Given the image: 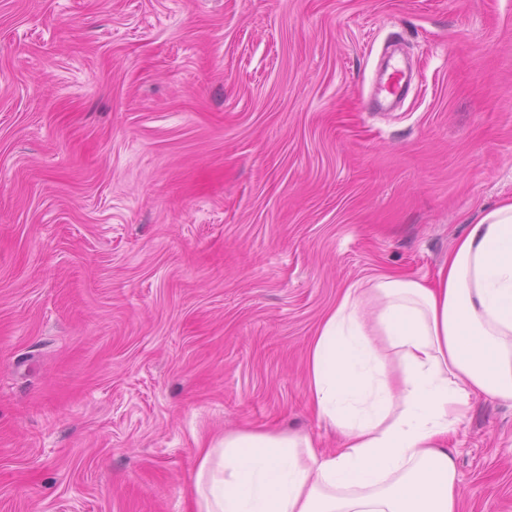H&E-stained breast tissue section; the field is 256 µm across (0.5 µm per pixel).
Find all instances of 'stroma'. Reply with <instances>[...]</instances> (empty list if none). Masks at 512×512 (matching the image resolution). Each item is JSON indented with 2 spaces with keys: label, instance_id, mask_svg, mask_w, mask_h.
<instances>
[{
  "label": "stroma",
  "instance_id": "stroma-1",
  "mask_svg": "<svg viewBox=\"0 0 512 512\" xmlns=\"http://www.w3.org/2000/svg\"><path fill=\"white\" fill-rule=\"evenodd\" d=\"M511 199L512 0H0V512H191L243 426L336 447L341 288ZM449 445L460 512H512V402Z\"/></svg>",
  "mask_w": 512,
  "mask_h": 512
}]
</instances>
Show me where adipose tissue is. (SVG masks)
<instances>
[{"mask_svg": "<svg viewBox=\"0 0 512 512\" xmlns=\"http://www.w3.org/2000/svg\"><path fill=\"white\" fill-rule=\"evenodd\" d=\"M306 395L339 436L225 431L198 449L193 512H460L448 438L479 397L512 401V200L428 282L343 288L307 349Z\"/></svg>", "mask_w": 512, "mask_h": 512, "instance_id": "adipose-tissue-1", "label": "adipose tissue"}]
</instances>
